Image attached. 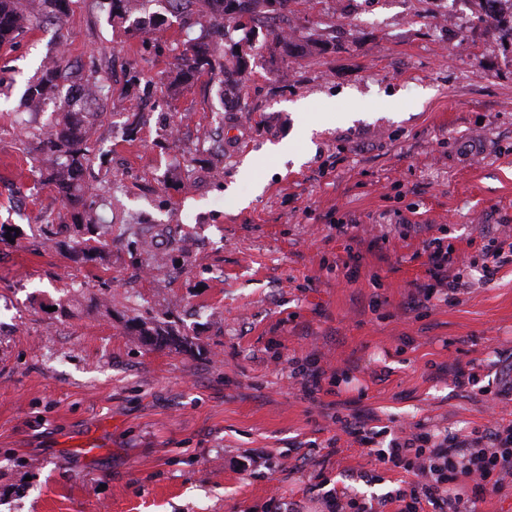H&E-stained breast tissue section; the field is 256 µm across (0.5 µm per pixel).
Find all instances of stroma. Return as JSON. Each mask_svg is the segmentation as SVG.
<instances>
[{"label": "stroma", "mask_w": 512, "mask_h": 512, "mask_svg": "<svg viewBox=\"0 0 512 512\" xmlns=\"http://www.w3.org/2000/svg\"><path fill=\"white\" fill-rule=\"evenodd\" d=\"M359 2L350 25L336 0H293L280 23L314 43L294 58L260 44L232 94L178 81L204 18L133 38L106 0H79L63 32L0 49V226L16 230L0 235V512H330L331 492L393 512L409 474L342 422L462 438L512 424V401L492 400L512 383V262L478 273L512 243V46L486 22H438V0ZM60 47L110 88L85 179L112 175L94 203L111 242L81 265L59 248L68 210L33 188L29 141L52 112L23 105ZM299 101L320 125L306 161L239 178L292 137ZM44 211L61 217L52 247ZM433 237L464 285L423 307ZM138 316L192 350L142 344ZM131 336H137L143 344L151 346H177L191 348L192 342L187 336L181 335L172 325L158 320L156 317H138L127 326ZM144 336H153L154 343L149 344Z\"/></svg>", "instance_id": "obj_1"}]
</instances>
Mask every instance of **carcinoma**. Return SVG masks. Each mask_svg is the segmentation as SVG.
Here are the masks:
<instances>
[{
	"label": "carcinoma",
	"instance_id": "carcinoma-1",
	"mask_svg": "<svg viewBox=\"0 0 512 512\" xmlns=\"http://www.w3.org/2000/svg\"><path fill=\"white\" fill-rule=\"evenodd\" d=\"M165 1L170 12L185 20L192 15L212 20L207 33L197 37L176 60L180 80L190 82L201 75L221 78L226 86H238L245 77L246 61L240 43L235 49L224 50L225 23L247 35L245 44L253 46L260 19L275 13L267 7L268 0H156ZM72 0H0V48L12 45L28 30L50 23L63 29L70 14ZM140 0H109V19L128 23L127 31L133 36L150 34L162 28L165 20L161 13L149 12L138 7ZM267 35L289 57L303 51V45L286 32L269 31ZM65 80L82 82L87 87L88 98L63 97L57 113L55 131L38 138V151L44 157L39 184L57 191L72 210L75 226L80 235L72 243H54L66 248L67 258L76 264L97 259L108 246V241L96 233L97 218L86 205L84 172L91 162V128L96 113L88 111L92 103L107 99L105 87L91 74L78 70L64 72L63 59L49 60L29 82L26 106L31 112L60 98V87ZM128 333L141 342L154 337L156 346L190 347L192 342L174 327L155 317H138L127 326Z\"/></svg>",
	"mask_w": 512,
	"mask_h": 512
}]
</instances>
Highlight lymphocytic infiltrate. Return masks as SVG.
Segmentation results:
<instances>
[{
    "mask_svg": "<svg viewBox=\"0 0 512 512\" xmlns=\"http://www.w3.org/2000/svg\"><path fill=\"white\" fill-rule=\"evenodd\" d=\"M429 281L421 285L424 301L440 298L444 288L458 289L460 275L451 273L454 261L440 238L424 241ZM380 463L402 469L413 480L408 488L396 490L390 502L397 512H421L431 505L434 512H465L466 505L451 487L460 479H470L478 494L499 493L506 476L512 475V425L483 429L472 439L415 434L393 437L388 445L376 448Z\"/></svg>",
    "mask_w": 512,
    "mask_h": 512,
    "instance_id": "lymphocytic-infiltrate-1",
    "label": "lymphocytic infiltrate"
}]
</instances>
